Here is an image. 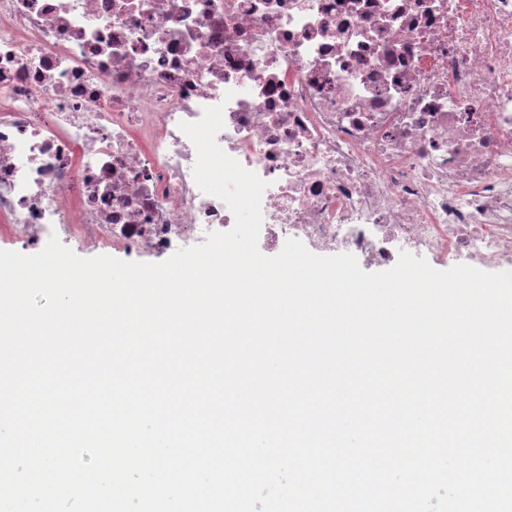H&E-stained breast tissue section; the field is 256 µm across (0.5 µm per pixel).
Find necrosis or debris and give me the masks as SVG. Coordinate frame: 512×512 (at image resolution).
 Here are the masks:
<instances>
[{"mask_svg": "<svg viewBox=\"0 0 512 512\" xmlns=\"http://www.w3.org/2000/svg\"><path fill=\"white\" fill-rule=\"evenodd\" d=\"M217 104L268 249L512 266V0H0V235L232 229L180 129Z\"/></svg>", "mask_w": 512, "mask_h": 512, "instance_id": "obj_1", "label": "necrosis or debris"}]
</instances>
